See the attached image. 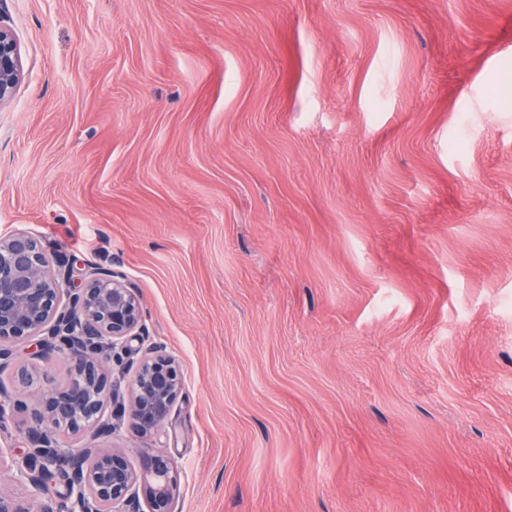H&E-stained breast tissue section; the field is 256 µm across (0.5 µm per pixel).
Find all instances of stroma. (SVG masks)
Listing matches in <instances>:
<instances>
[{
  "label": "stroma",
  "mask_w": 512,
  "mask_h": 512,
  "mask_svg": "<svg viewBox=\"0 0 512 512\" xmlns=\"http://www.w3.org/2000/svg\"><path fill=\"white\" fill-rule=\"evenodd\" d=\"M0 13V236L122 276L184 375L98 444L170 455L176 512H512V0ZM22 77V63L12 29L0 13V104L8 100Z\"/></svg>",
  "instance_id": "1"
}]
</instances>
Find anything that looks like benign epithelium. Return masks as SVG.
I'll list each match as a JSON object with an SVG mask.
<instances>
[{
  "label": "benign epithelium",
  "instance_id": "7a95c632",
  "mask_svg": "<svg viewBox=\"0 0 512 512\" xmlns=\"http://www.w3.org/2000/svg\"><path fill=\"white\" fill-rule=\"evenodd\" d=\"M21 77L15 35L0 15V104ZM144 336L138 292L112 270L93 271L76 286L69 258L48 256L25 231L0 236V370L29 342L71 363L63 388L19 393L0 385V427L19 412L29 415L26 450L0 443V469L29 496L0 492V512H175L179 473L164 451L142 448L134 466L121 448L89 443L65 453L58 441L60 428L91 438L108 433L114 417L136 436L163 431L184 380L176 360L155 347L131 359V342ZM110 364L123 372L135 367L129 399L109 379Z\"/></svg>",
  "mask_w": 512,
  "mask_h": 512
}]
</instances>
